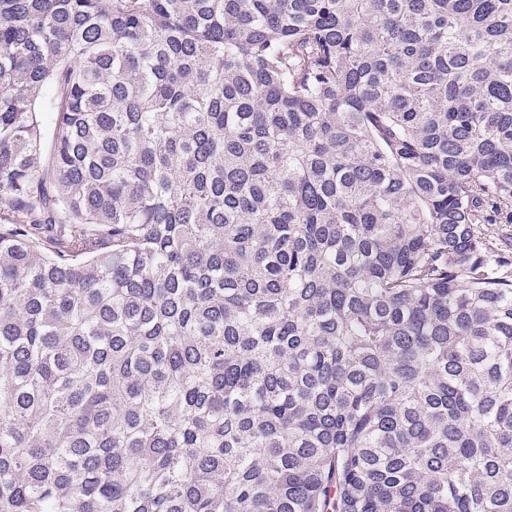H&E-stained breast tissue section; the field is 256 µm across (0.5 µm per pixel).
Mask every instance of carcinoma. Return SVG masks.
Here are the masks:
<instances>
[{
	"label": "carcinoma",
	"mask_w": 512,
	"mask_h": 512,
	"mask_svg": "<svg viewBox=\"0 0 512 512\" xmlns=\"http://www.w3.org/2000/svg\"><path fill=\"white\" fill-rule=\"evenodd\" d=\"M512 0H0V512H512Z\"/></svg>",
	"instance_id": "carcinoma-1"
}]
</instances>
